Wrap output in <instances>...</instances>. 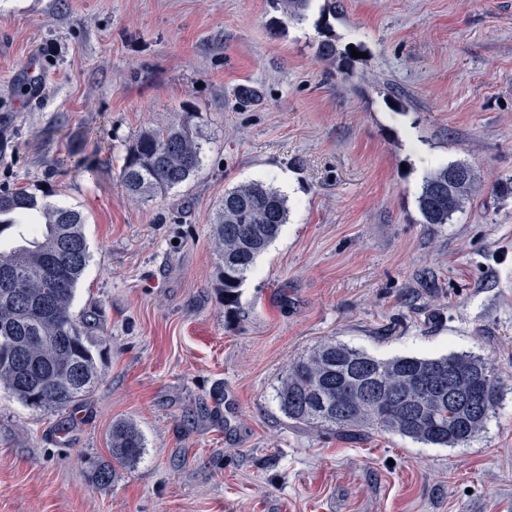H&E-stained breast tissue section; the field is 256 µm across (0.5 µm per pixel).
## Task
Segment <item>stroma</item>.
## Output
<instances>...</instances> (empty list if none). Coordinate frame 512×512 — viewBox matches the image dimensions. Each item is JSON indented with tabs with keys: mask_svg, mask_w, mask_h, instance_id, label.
<instances>
[{
	"mask_svg": "<svg viewBox=\"0 0 512 512\" xmlns=\"http://www.w3.org/2000/svg\"><path fill=\"white\" fill-rule=\"evenodd\" d=\"M275 15L270 0H0V187L84 216L73 311L102 349L76 409L0 388V512H512V194L496 189L512 178V0H312L282 33ZM32 56L35 103L17 76ZM190 112L198 175L132 199L134 134ZM450 162L476 192L423 223V178ZM251 181L289 216L230 317L212 223ZM328 339L480 355L500 406L456 448L294 424L275 390ZM120 420L145 454L95 489L89 462Z\"/></svg>",
	"mask_w": 512,
	"mask_h": 512,
	"instance_id": "obj_1",
	"label": "stroma"
}]
</instances>
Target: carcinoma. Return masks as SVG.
Returning a JSON list of instances; mask_svg holds the SVG:
<instances>
[{
  "label": "carcinoma",
  "instance_id": "obj_1",
  "mask_svg": "<svg viewBox=\"0 0 512 512\" xmlns=\"http://www.w3.org/2000/svg\"><path fill=\"white\" fill-rule=\"evenodd\" d=\"M277 26L300 21L310 0H272ZM318 56L335 62L336 40L328 35ZM203 135L187 120L139 131L127 148L120 183L147 200L181 186L201 169ZM476 190V176L464 164H440L425 175L418 210L426 224H446ZM288 200L261 181L224 192L214 217L213 237L221 264L219 294L227 314H236L240 287L257 258L288 221ZM25 226L21 243L0 248V387L33 410H66L79 404L100 381L99 344L88 336L73 303L91 253L82 216L40 200L25 188L0 189V234ZM458 389L477 407L448 401ZM288 419L305 426L396 434L436 447L467 445L486 427L501 401L495 367L469 352L440 356L377 358L327 340L294 362L276 389ZM145 438L132 422L112 424L111 460L90 463L89 480L107 489L115 471L131 468L145 452Z\"/></svg>",
  "mask_w": 512,
  "mask_h": 512
}]
</instances>
